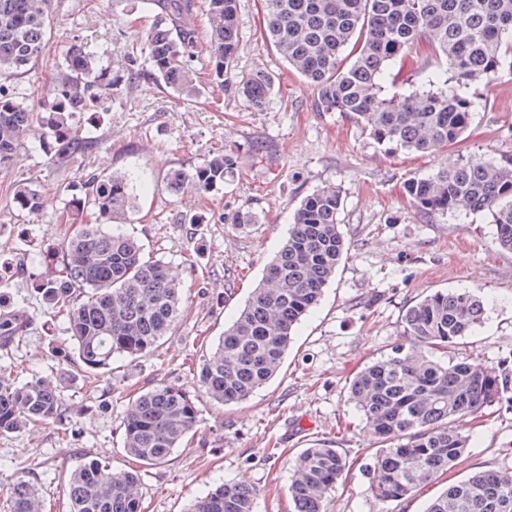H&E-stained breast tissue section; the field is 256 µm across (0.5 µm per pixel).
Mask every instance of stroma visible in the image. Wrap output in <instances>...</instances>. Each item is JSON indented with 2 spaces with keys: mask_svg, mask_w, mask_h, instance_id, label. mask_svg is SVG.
<instances>
[{
  "mask_svg": "<svg viewBox=\"0 0 512 512\" xmlns=\"http://www.w3.org/2000/svg\"><path fill=\"white\" fill-rule=\"evenodd\" d=\"M156 22L138 0H50L44 59L24 73L0 75V87L40 110L55 65L72 45L85 44L117 62ZM236 40L239 72L277 77L264 111L251 110L207 80L200 95L186 101L144 79L104 111L78 117L84 134L99 141L93 153L52 164L32 134L17 163L0 170V303L30 316L26 332L0 354V376L57 381L74 428L67 435L61 424L48 423L0 435V481L33 479L52 512H62L66 476L94 456L138 472L145 512H184L224 481L257 489L256 512H293V458L326 444L352 463L329 492L326 512H425L446 480L401 502L372 495L367 465L378 445L347 387L362 368L405 343L406 309L438 290L466 288L485 301L483 326L460 340L457 353L491 368L512 358V252L496 243L488 212L418 214L403 190L411 177L440 166L512 157V76L483 87L486 101L456 144L418 153L377 143L338 113L317 111L316 90L271 47L259 0H238ZM223 145L235 153L223 187L204 197L189 182L170 186L171 170L194 168ZM86 171L138 176L137 207L121 229L138 238L150 257L168 263L184 288L172 332L135 362L116 361L112 372L100 375L92 396L79 368L61 379L52 345L65 338V325L50 317L32 286L33 276L46 270V249L65 233L69 190ZM20 180L40 188L44 205L38 214L15 206L10 187ZM329 184L342 193L338 222L348 252L317 307L298 325L279 373L237 405L217 406L199 395L194 441L175 449L166 463L143 466L127 456L120 426L128 400L121 390L155 382L192 387L189 366L217 345L245 304L301 200ZM248 211L258 222L245 231L234 219ZM457 427L471 441L454 479L479 470L512 471V411L488 407L482 417L459 419Z\"/></svg>",
  "mask_w": 512,
  "mask_h": 512,
  "instance_id": "1",
  "label": "stroma"
}]
</instances>
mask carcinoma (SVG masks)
Returning <instances> with one entry per match:
<instances>
[{
	"label": "carcinoma",
	"mask_w": 512,
	"mask_h": 512,
	"mask_svg": "<svg viewBox=\"0 0 512 512\" xmlns=\"http://www.w3.org/2000/svg\"><path fill=\"white\" fill-rule=\"evenodd\" d=\"M48 0H0V68L20 72L44 57ZM267 34L277 52L317 90L316 108L337 112L379 144L418 152L456 143L471 125L482 93L501 74L512 75V0H262ZM161 9L144 46H132L119 65L101 64L78 47L66 56L47 92L48 105L34 112L0 87V167L16 163L32 129L40 132L47 160L85 155L96 146L73 123L77 112H97L121 94L125 81H161L184 99L199 93L186 58L197 32L185 24L194 0H141ZM238 0H208L209 54L220 82L235 73ZM426 47L445 55L448 69L432 71L425 87L389 94L385 81H405L411 54ZM145 68H140V64ZM275 76L255 72L231 80V88L254 111L265 109ZM232 153L216 149L190 171L169 174L172 184L195 180L209 193L224 185ZM133 179L126 173L90 174L72 198L88 213L49 257L60 256L37 275L34 289L47 312L66 323L67 339L53 351L63 364L76 362L89 392L96 376L112 370L113 358L131 360L152 352L181 312L182 288L166 263L144 255L134 237L104 226L135 209ZM411 207L448 215L462 208L488 210L500 248L512 251V158H485L438 167L404 186ZM13 201L29 214L42 195L31 183L13 186ZM342 196L325 185L295 211L281 249L215 349L202 357L193 382L213 402L248 399L279 370L293 328L317 304L346 251L337 216ZM484 301L469 290L436 291L410 306L402 335L408 345L364 367L349 396L377 434L371 486L383 502L405 499L447 476L467 453L470 438L458 417L488 406L512 408V363L499 372L480 361L442 355L483 323ZM21 310L0 306V348L23 331ZM61 390L43 379L22 383L0 377V434L17 433L66 414ZM196 395L157 382L128 401L122 421L125 453L143 465L168 461L188 445L198 426ZM348 467L337 448L313 446L295 458L288 496L294 512H324L326 495ZM140 478L96 458L67 475L62 497L68 512H144ZM258 493L226 482L194 501L189 512H255ZM5 512H45L38 485L24 477L0 482ZM426 512H512V473L484 470L447 487Z\"/></svg>",
	"instance_id": "cac0c4a2"
}]
</instances>
